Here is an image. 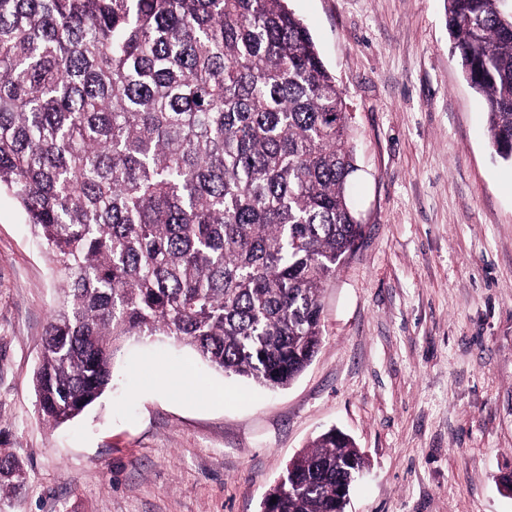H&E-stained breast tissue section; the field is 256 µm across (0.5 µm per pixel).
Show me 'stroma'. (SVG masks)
I'll use <instances>...</instances> for the list:
<instances>
[{"instance_id": "obj_1", "label": "stroma", "mask_w": 512, "mask_h": 512, "mask_svg": "<svg viewBox=\"0 0 512 512\" xmlns=\"http://www.w3.org/2000/svg\"><path fill=\"white\" fill-rule=\"evenodd\" d=\"M345 93L357 250L322 343L269 390L165 336L116 343L112 387L48 428L33 377L61 275L0 193V512H260L328 429L367 468L346 512H512V164L451 53L445 0H288ZM17 471H24L27 469L24 463L11 453L2 452L0 450V499L4 496L14 494L21 490L27 483L24 474H19L18 477L14 476ZM23 480H20V479Z\"/></svg>"}]
</instances>
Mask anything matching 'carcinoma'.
I'll use <instances>...</instances> for the list:
<instances>
[{
	"label": "carcinoma",
	"instance_id": "1",
	"mask_svg": "<svg viewBox=\"0 0 512 512\" xmlns=\"http://www.w3.org/2000/svg\"><path fill=\"white\" fill-rule=\"evenodd\" d=\"M448 34L512 162V5L447 0ZM350 114L287 0H0V191L62 275L43 420L112 381L123 336H172L283 388L322 341L323 288L363 226ZM363 459L321 433L261 512H345ZM24 463L0 451V499Z\"/></svg>",
	"mask_w": 512,
	"mask_h": 512
}]
</instances>
